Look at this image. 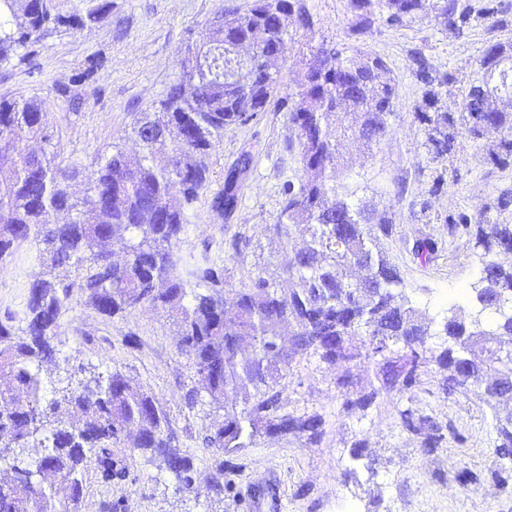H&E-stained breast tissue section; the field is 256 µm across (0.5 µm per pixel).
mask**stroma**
<instances>
[{"instance_id": "35a3bbf8", "label": "stroma", "mask_w": 512, "mask_h": 512, "mask_svg": "<svg viewBox=\"0 0 512 512\" xmlns=\"http://www.w3.org/2000/svg\"><path fill=\"white\" fill-rule=\"evenodd\" d=\"M348 0H306L313 31L298 30L283 56L284 80L295 87L304 71L308 41L327 40L350 47L356 17ZM223 0H112V16L80 31L61 30L36 43V56L0 67V97H38L45 103L54 130L53 143L62 164L75 163L93 171L98 158L112 144L130 156L139 147L131 136L135 113L160 98L179 75L178 52L186 42L200 40ZM488 35L475 27L459 37L438 19L403 27L375 24L363 41L380 55L398 88L399 106L393 131L380 144L344 142L346 167L337 183L355 187L354 203L375 217L389 219L391 236L379 237L380 251L396 265L414 306L433 319L440 332L450 307L469 312L475 298L459 297L476 279L478 258L467 238L450 236L449 212L473 211L493 203L500 190L512 187V166L498 169L481 158L497 134L485 135L480 149L467 148L453 157L431 160L424 135L415 120L425 86L414 75L411 54L422 50L433 71L454 70L469 79L477 70ZM92 57L102 60L94 83L82 90L79 105L57 95ZM295 131L282 113H263L258 122L232 126L212 158L210 193L190 215L178 250L183 257L203 251L223 254L233 236L247 239L240 254L225 262L233 286L256 275H270L277 264L273 226L279 211L281 187L289 175L283 145ZM252 155L246 187L234 214L213 212L209 196L218 192L242 152ZM443 176L441 193L431 194L435 176ZM430 237L438 249L429 260L414 254L417 240ZM37 248L21 243L13 261L0 268V314L21 311L29 284L43 276ZM70 310L54 340L56 355L42 368V394L51 396L68 371L86 375L119 371L133 387L151 393L165 411L174 444L193 464L195 492L182 491L162 462L132 448L117 446L115 454L129 471L126 481L108 485L95 470L86 473L87 487L81 512H99L102 503H116L117 512H271L260 495L262 484L274 483L278 512H512V493L488 488H464L456 480L459 468L486 469L494 446L495 412L486 403L481 386L445 397L436 387L442 376L429 366L415 402L434 416L452 420L465 444H445L435 453L422 452L417 439L401 431L397 411L407 399L392 392L381 395L365 414H349L336 385L342 369L313 359L290 356L288 378L281 384L288 410L316 413L323 419L324 436L310 446L287 435L259 438L239 452V471L225 475L224 489L209 485L224 453L204 447L202 438L224 417L208 402L188 406L186 394L199 388L189 360L177 349L178 327L164 311L142 306L107 318L86 306L73 291ZM363 438L361 460H353L350 444Z\"/></svg>"}]
</instances>
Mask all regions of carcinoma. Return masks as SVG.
Listing matches in <instances>:
<instances>
[{"label":"carcinoma","mask_w":512,"mask_h":512,"mask_svg":"<svg viewBox=\"0 0 512 512\" xmlns=\"http://www.w3.org/2000/svg\"><path fill=\"white\" fill-rule=\"evenodd\" d=\"M0 0V66L24 59L21 51L61 28L82 30L106 22L112 0H79L64 16L56 0ZM378 20L388 26L434 16L462 36L484 24L487 33L507 25L503 0H377ZM296 15L313 29L304 0H253L242 13L226 4L209 24L195 52L181 48L180 73L151 109L131 124L141 156L131 163L118 145L87 177L79 165H62L54 151L39 154L28 142L53 138L48 113L38 97L0 98V263L13 258L19 245L38 246L44 265L70 264L77 280L38 279L29 285L22 313L0 318V462L13 477L0 482V512H74L84 469L94 460L102 482L124 480L129 472L112 447L135 434L134 448L160 460L184 489H194L193 469L166 430L167 416L153 395L134 391L119 372L76 385L51 398L41 394L40 364L55 356L53 340L69 310L73 289L103 317L138 306L160 308L176 318L178 349L192 360L210 403L224 408V420L202 438L207 448L224 451L211 476L220 490L224 475L240 468L236 454L264 435H295L315 445L323 435L317 414L288 411L279 390L288 378V354L280 330L295 327L293 352L331 366L361 359L380 366L381 384L368 391H348L343 406L365 413L383 392L413 395L424 385L428 365L436 363L446 395L470 386L484 387L491 406L512 401V366L494 356L512 354V316L498 300L512 299V265L497 260L512 251V188L496 204L474 213L448 214L445 223L473 240L479 257L476 300L480 309L453 313L444 324L446 342L429 346L431 323L401 288L396 265L376 256L371 217L336 185L338 147L347 138L380 143L392 129L398 90L382 79V57L357 47L349 52L326 40L308 44L309 58L297 87L282 93L280 62L294 40L285 17ZM414 73L427 87L416 119L425 146L435 158L468 143L479 146L493 129L499 140L488 161L512 166V112L497 106L512 100V44L489 38L479 60L481 77L467 83L457 112L444 111L438 88L463 83L452 70L432 75L423 52L412 55ZM100 60L93 57L57 93L73 105L95 80ZM262 112H281L296 138L285 141L288 159L298 164L282 186L274 233L279 243L280 278L257 275L238 288L227 287L224 261L203 253L191 263L175 253L189 215L206 193L212 157L224 130L245 125ZM178 149L165 151L167 142ZM252 156L241 154L236 168L211 201L224 216L238 206L241 176ZM85 177L90 198L80 200L70 183ZM69 216L58 223V214ZM305 245L292 246L294 237ZM125 242L127 257L113 264L102 250L109 240ZM401 430L417 439L426 453L466 437L451 421H442L409 400L398 410ZM496 462L484 471L458 474L464 486L486 484L499 491L509 485L512 469L498 459L512 456V415L494 424ZM45 452L31 455L30 449Z\"/></svg>","instance_id":"obj_1"}]
</instances>
